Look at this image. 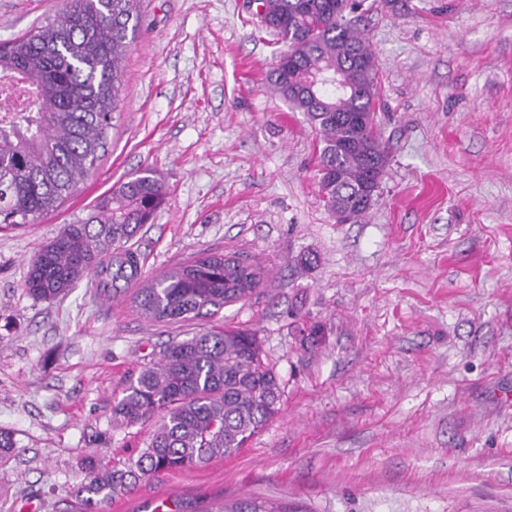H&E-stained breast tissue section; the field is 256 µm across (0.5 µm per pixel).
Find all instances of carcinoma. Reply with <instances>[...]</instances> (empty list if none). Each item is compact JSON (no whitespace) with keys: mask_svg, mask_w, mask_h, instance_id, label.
Segmentation results:
<instances>
[{"mask_svg":"<svg viewBox=\"0 0 512 512\" xmlns=\"http://www.w3.org/2000/svg\"><path fill=\"white\" fill-rule=\"evenodd\" d=\"M287 49L269 84L320 133V188L331 215L360 220L369 180L384 176L388 153L375 123V52L350 18L348 0H257ZM140 0H64L46 25L0 43V93L22 99L0 111V226L37 222L57 210L106 152L119 103V64L140 24ZM339 72L348 94H312L309 77ZM166 196L145 169L64 225L30 265L23 287L52 300L85 280L103 293L134 284L133 302L156 322L217 314L263 280L243 261L201 253L159 276L141 278L134 239ZM280 378L252 333L210 329L172 341L113 401L112 426L159 417L140 454L120 466L94 456L72 493L85 512L144 478L229 457L278 412Z\"/></svg>","mask_w":512,"mask_h":512,"instance_id":"cac0c4a2","label":"carcinoma"}]
</instances>
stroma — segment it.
I'll return each instance as SVG.
<instances>
[{
  "label": "stroma",
  "instance_id": "35a3bbf8",
  "mask_svg": "<svg viewBox=\"0 0 512 512\" xmlns=\"http://www.w3.org/2000/svg\"><path fill=\"white\" fill-rule=\"evenodd\" d=\"M62 4L0 0V42ZM141 11L97 169L38 223L0 230V429L17 448L0 512H80L85 459L125 461L155 427L113 428L114 399L169 342L224 325L258 337L277 415L108 512H512V0H366L389 162L352 224L324 205L319 135L270 87L283 46L245 0ZM147 168L166 198L136 237L146 275L209 250L247 253L268 279L177 324L84 282L26 294L39 247Z\"/></svg>",
  "mask_w": 512,
  "mask_h": 512
}]
</instances>
